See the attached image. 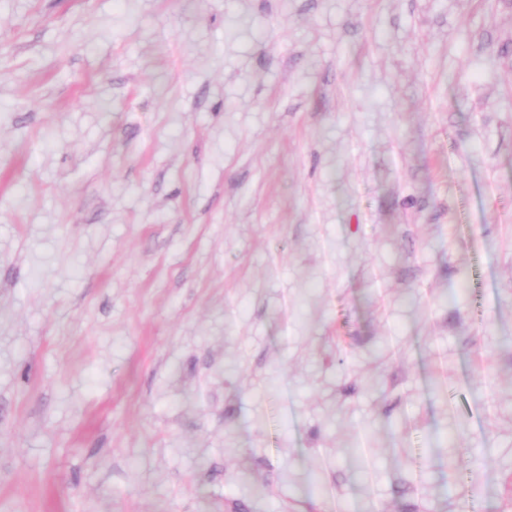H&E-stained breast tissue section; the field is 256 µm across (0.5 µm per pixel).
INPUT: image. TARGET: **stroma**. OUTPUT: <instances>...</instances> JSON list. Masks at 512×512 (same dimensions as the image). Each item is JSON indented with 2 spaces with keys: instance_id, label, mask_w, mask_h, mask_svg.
<instances>
[{
  "instance_id": "1",
  "label": "stroma",
  "mask_w": 512,
  "mask_h": 512,
  "mask_svg": "<svg viewBox=\"0 0 512 512\" xmlns=\"http://www.w3.org/2000/svg\"><path fill=\"white\" fill-rule=\"evenodd\" d=\"M0 512H512V0H0Z\"/></svg>"
}]
</instances>
